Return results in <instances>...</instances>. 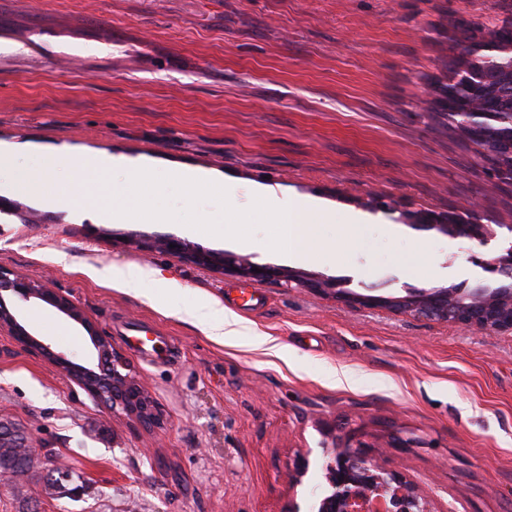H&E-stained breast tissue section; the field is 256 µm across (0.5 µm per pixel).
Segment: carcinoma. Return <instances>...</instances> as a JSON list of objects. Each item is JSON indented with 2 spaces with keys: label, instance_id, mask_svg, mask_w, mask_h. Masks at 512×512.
I'll list each match as a JSON object with an SVG mask.
<instances>
[{
  "label": "carcinoma",
  "instance_id": "1",
  "mask_svg": "<svg viewBox=\"0 0 512 512\" xmlns=\"http://www.w3.org/2000/svg\"><path fill=\"white\" fill-rule=\"evenodd\" d=\"M457 41L461 51L448 60V84L441 88L455 104L448 109V130L472 144L474 140L457 122L454 111L490 113L483 127L487 143L496 147L502 164L512 165V123L506 120L512 114V52L505 51L512 44V24L492 28L476 22L463 24ZM25 439L19 430L11 439L13 445H0V474L18 476L40 466L39 457L16 446Z\"/></svg>",
  "mask_w": 512,
  "mask_h": 512
}]
</instances>
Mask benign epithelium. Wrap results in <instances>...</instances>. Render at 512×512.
<instances>
[{
  "mask_svg": "<svg viewBox=\"0 0 512 512\" xmlns=\"http://www.w3.org/2000/svg\"><path fill=\"white\" fill-rule=\"evenodd\" d=\"M400 220L419 229H436L452 239H469L485 246L496 238L490 224H448V214L433 211H403ZM131 244L143 252L177 255L188 262L243 280L279 281L286 275L274 265H262L230 253H218L188 244L170 234L135 238ZM504 287L499 294L477 285L473 288L406 289L404 296H383L350 291L334 279L293 275L297 287L312 295H331L351 309H389L418 318L446 322L462 329L512 330V245L485 261ZM260 272H255V269ZM31 299L45 303L88 334L95 361L88 365L73 362L36 338L22 323L14 301ZM13 336L23 347L40 353L70 381L112 408L121 407L145 427H156L159 418L154 403L132 373L130 363L117 351L109 337L100 333L71 296L46 283L31 280L0 267V332ZM332 490L319 501V512H373V502L383 503V512H433L427 496L403 484L357 448L336 453L330 466Z\"/></svg>",
  "mask_w": 512,
  "mask_h": 512,
  "instance_id": "7a95c632",
  "label": "benign epithelium"
}]
</instances>
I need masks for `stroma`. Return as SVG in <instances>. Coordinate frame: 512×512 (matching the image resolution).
Returning <instances> with one entry per match:
<instances>
[{"instance_id":"35a3bbf8","label":"stroma","mask_w":512,"mask_h":512,"mask_svg":"<svg viewBox=\"0 0 512 512\" xmlns=\"http://www.w3.org/2000/svg\"><path fill=\"white\" fill-rule=\"evenodd\" d=\"M512 21V0H0V267L69 294L130 362L154 400L147 428L0 333V420L25 429L78 492L46 496L42 472L0 482V512H316L337 450L365 444L428 495L434 512H512V332L463 330L383 309L353 310L288 282H243L169 254L122 247L157 232L402 295L496 285L480 260L512 242V182L448 136L436 89L457 24ZM89 152L158 173L194 170L306 201L313 256L183 232L180 223L61 204L82 189ZM41 193L22 188L47 164ZM407 210L472 211L495 245L367 212L370 196ZM152 270L158 295L98 278ZM264 305L239 310L240 290ZM39 339L90 359L84 330L45 304L16 301ZM240 312L287 361L210 339L192 312ZM157 329L149 359L121 334ZM350 370L353 387L328 385Z\"/></svg>"}]
</instances>
